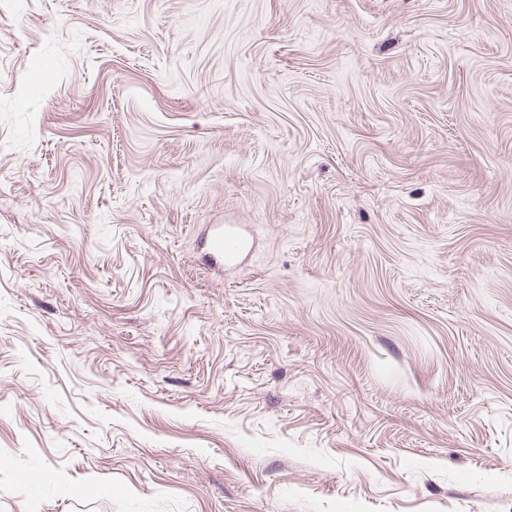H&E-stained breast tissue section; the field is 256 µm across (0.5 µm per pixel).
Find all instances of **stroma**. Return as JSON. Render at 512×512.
<instances>
[{"instance_id":"obj_1","label":"stroma","mask_w":512,"mask_h":512,"mask_svg":"<svg viewBox=\"0 0 512 512\" xmlns=\"http://www.w3.org/2000/svg\"><path fill=\"white\" fill-rule=\"evenodd\" d=\"M0 512H512V0H0ZM205 256L211 267L224 270L238 262L246 249V242L236 227L215 224L203 234Z\"/></svg>"}]
</instances>
